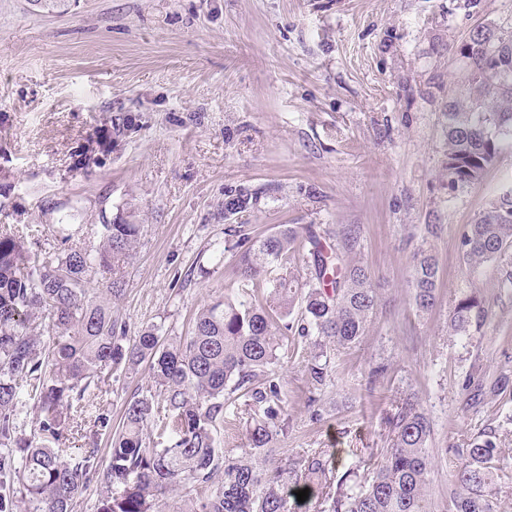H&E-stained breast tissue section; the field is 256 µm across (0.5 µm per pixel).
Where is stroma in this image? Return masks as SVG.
I'll return each mask as SVG.
<instances>
[{"mask_svg":"<svg viewBox=\"0 0 512 512\" xmlns=\"http://www.w3.org/2000/svg\"><path fill=\"white\" fill-rule=\"evenodd\" d=\"M479 24L512 31V0H0V227L39 225L53 252L66 225L91 248L103 220L130 211L143 232L123 269L125 333L157 324L172 337L217 297L266 294L237 276L226 188L258 191L253 236L300 224L332 248L337 228L359 227L350 259L379 280L378 307L321 389L308 341L289 338L278 447L334 454L344 475L387 447L395 403L413 393L432 424L435 503L454 490L456 449L492 430L506 450L498 512H512V386L475 408L461 389L466 375L512 371V248L474 270L460 251L465 226L512 182V148L481 183L452 190L441 127L449 93L467 87L458 49ZM126 113L136 129L81 165ZM426 249L440 300L421 313L408 276ZM471 291L484 322L449 335L453 301ZM380 363L387 375L369 381ZM150 385L144 365L112 375L98 395L112 424ZM250 421L245 398L225 403L224 454L246 447Z\"/></svg>","mask_w":512,"mask_h":512,"instance_id":"obj_1","label":"stroma"}]
</instances>
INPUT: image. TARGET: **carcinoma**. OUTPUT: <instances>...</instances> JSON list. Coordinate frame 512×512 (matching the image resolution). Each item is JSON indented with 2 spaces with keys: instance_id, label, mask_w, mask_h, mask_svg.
Masks as SVG:
<instances>
[{
  "instance_id": "1",
  "label": "carcinoma",
  "mask_w": 512,
  "mask_h": 512,
  "mask_svg": "<svg viewBox=\"0 0 512 512\" xmlns=\"http://www.w3.org/2000/svg\"><path fill=\"white\" fill-rule=\"evenodd\" d=\"M460 55L471 73L467 91L448 97L442 131L448 188L479 183L512 140V36L487 25L467 35ZM134 126L132 117L115 115L85 159L122 140ZM257 193L243 188L224 191V215L242 218ZM245 222L231 224L237 237L239 278L268 285L265 304L215 299L193 319L184 336L171 339L152 326L125 336L112 301L125 291L122 266L140 234V225L119 214L101 225L95 248L69 244L59 252L31 248L37 226L23 234L0 232V512H72L75 500L93 482L101 492L95 512H162L168 496L185 492L181 512H292L295 492L309 489L317 512H497L491 462L503 449L490 439L474 438L463 449L452 473L455 491L450 508L439 511L429 494L434 454L428 448L429 417L408 395L392 417L393 437L381 460L363 471L358 491L335 481L332 455L320 451L282 459L276 448L283 429L275 420L281 407L275 372L288 316L301 299L298 336L316 352L308 363L311 384L325 385L332 371L324 348L350 349L359 343L378 305V288L370 269L348 261L359 246L355 228L336 230V251L324 250L312 231L282 225L251 238ZM312 245L311 278L315 284L296 294L286 271L291 254L303 241ZM464 264L477 269L512 247V188L502 192L465 227L461 235ZM284 273L264 275L272 268ZM109 274L103 289L92 284ZM440 265L436 254L422 251L409 275L411 301L429 312L439 300ZM475 292L455 299L448 332L468 336L484 316ZM155 391L140 392L126 402L122 427L112 437L109 462L100 468L97 442L77 454L68 436L82 428L89 412L86 393L117 371H135L143 362ZM512 381L505 371L490 384L470 381V401L494 393ZM239 393L265 419L248 429V447L224 456L217 432L224 425V400ZM37 401L39 417L24 448L16 451L24 425L26 399ZM164 413L157 424L156 415Z\"/></svg>"
}]
</instances>
